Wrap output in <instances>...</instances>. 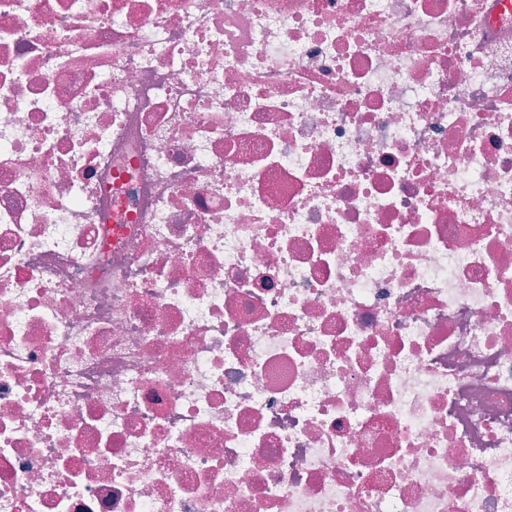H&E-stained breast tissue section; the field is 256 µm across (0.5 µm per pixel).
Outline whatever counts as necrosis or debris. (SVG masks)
I'll return each instance as SVG.
<instances>
[{
	"label": "necrosis or debris",
	"mask_w": 512,
	"mask_h": 512,
	"mask_svg": "<svg viewBox=\"0 0 512 512\" xmlns=\"http://www.w3.org/2000/svg\"><path fill=\"white\" fill-rule=\"evenodd\" d=\"M0 512H512V0H0Z\"/></svg>",
	"instance_id": "obj_1"
}]
</instances>
